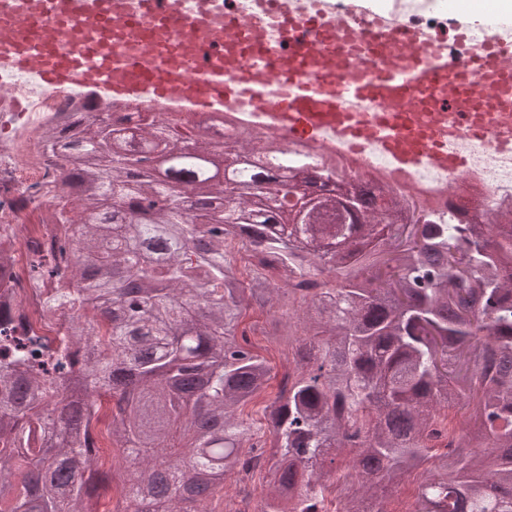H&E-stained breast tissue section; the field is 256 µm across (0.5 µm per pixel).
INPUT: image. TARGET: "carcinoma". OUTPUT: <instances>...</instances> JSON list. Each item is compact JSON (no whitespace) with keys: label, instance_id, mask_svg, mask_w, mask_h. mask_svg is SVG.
Here are the masks:
<instances>
[{"label":"carcinoma","instance_id":"obj_1","mask_svg":"<svg viewBox=\"0 0 512 512\" xmlns=\"http://www.w3.org/2000/svg\"><path fill=\"white\" fill-rule=\"evenodd\" d=\"M172 134L140 112H68L54 129L57 220L26 243L44 323L70 318L52 347L15 299L0 224V512H100L132 456L118 512H211L266 452L256 512H320L331 489L339 512H387L372 490L422 466L412 512H512V221L398 224L405 202L390 188L349 197L323 172L289 224L288 182L307 170L220 178L224 144ZM145 148L173 160L166 177L137 170ZM246 149L282 154L273 138ZM247 181L274 203L255 224ZM149 199L168 205L146 211ZM229 240L298 303L303 338L267 406L268 440L235 414L271 379L241 325L279 289L263 271L242 280Z\"/></svg>","mask_w":512,"mask_h":512}]
</instances>
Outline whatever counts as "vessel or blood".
Returning a JSON list of instances; mask_svg holds the SVG:
<instances>
[{"label": "vessel or blood", "instance_id": "obj_1", "mask_svg": "<svg viewBox=\"0 0 512 512\" xmlns=\"http://www.w3.org/2000/svg\"><path fill=\"white\" fill-rule=\"evenodd\" d=\"M259 5V20L245 28L223 0H200L191 15L178 0H0V67H38L49 87L103 81L118 96L186 99L199 112L233 106L271 118L292 139L377 140L401 164L436 157L455 172L467 162L445 152L449 138L485 137L478 90H512V46L492 41L452 64L437 48L414 54L416 31L384 28L365 0L349 5L357 28L327 7L296 15L280 0ZM95 23L124 30V52L107 55L94 41L67 46ZM370 54L381 69L365 65Z\"/></svg>", "mask_w": 512, "mask_h": 512}]
</instances>
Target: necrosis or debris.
I'll return each instance as SVG.
<instances>
[{
	"label": "necrosis or debris",
	"instance_id": "1",
	"mask_svg": "<svg viewBox=\"0 0 512 512\" xmlns=\"http://www.w3.org/2000/svg\"><path fill=\"white\" fill-rule=\"evenodd\" d=\"M394 25L419 30L422 36L446 34L449 62L464 52H481L488 34L483 27L470 28L465 43L447 35L436 7H417L399 14ZM80 105L86 111L112 109L115 112H157L167 115L186 110L184 101H151L139 97L94 94L89 86L63 85L52 90L39 87L30 77L0 74V224L25 235L28 225L50 220L53 206L46 199L30 198L29 189L51 185L55 159L46 142L45 131L57 112ZM276 137L294 165L318 163L331 158L338 175L347 180L363 176L382 180L403 197L410 212L423 224H451L454 203L484 212L512 207V150L480 144L457 136L448 141V151L465 156L468 166L459 173L423 163L407 167L388 159L377 144L354 149L338 141L308 142L289 138L271 123L237 111L234 123L225 126L227 141L260 140Z\"/></svg>",
	"mask_w": 512,
	"mask_h": 512
}]
</instances>
